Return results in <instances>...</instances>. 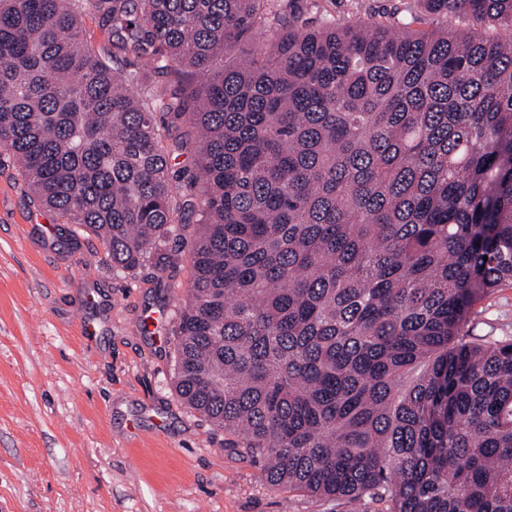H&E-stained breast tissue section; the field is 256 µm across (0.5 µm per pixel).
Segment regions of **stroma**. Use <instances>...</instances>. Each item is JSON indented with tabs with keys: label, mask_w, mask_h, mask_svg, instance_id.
<instances>
[{
	"label": "stroma",
	"mask_w": 512,
	"mask_h": 512,
	"mask_svg": "<svg viewBox=\"0 0 512 512\" xmlns=\"http://www.w3.org/2000/svg\"><path fill=\"white\" fill-rule=\"evenodd\" d=\"M314 2L319 22L394 0ZM194 234L179 227L165 272L115 274L100 240L34 204L0 155V512H385L271 489L177 397L171 329ZM463 334L512 339V287L477 302Z\"/></svg>",
	"instance_id": "obj_1"
}]
</instances>
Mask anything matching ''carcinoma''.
Here are the masks:
<instances>
[{
  "label": "carcinoma",
  "mask_w": 512,
  "mask_h": 512,
  "mask_svg": "<svg viewBox=\"0 0 512 512\" xmlns=\"http://www.w3.org/2000/svg\"><path fill=\"white\" fill-rule=\"evenodd\" d=\"M91 6L117 72L81 37ZM0 0V150L112 270L166 269L173 147L205 192L179 399L273 488L387 512H512V340L462 325L512 285V0ZM276 24L270 46L238 56ZM156 93L158 124L136 88ZM308 0L313 2L315 7H311L307 17L311 20L320 22L323 19L335 17L336 19H353L359 14L363 17L368 11L377 12L383 9H389L390 5L397 3L398 0Z\"/></svg>",
  "instance_id": "1"
}]
</instances>
